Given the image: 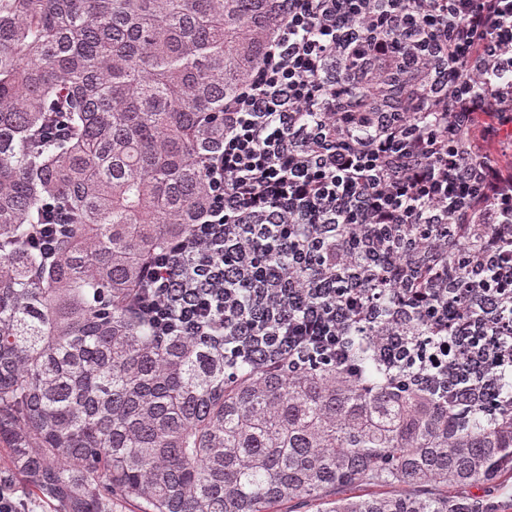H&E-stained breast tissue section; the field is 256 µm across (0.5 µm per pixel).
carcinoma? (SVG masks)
Listing matches in <instances>:
<instances>
[{"label":"carcinoma","instance_id":"cac0c4a2","mask_svg":"<svg viewBox=\"0 0 512 512\" xmlns=\"http://www.w3.org/2000/svg\"><path fill=\"white\" fill-rule=\"evenodd\" d=\"M276 0H0V448L53 512H497L512 372L424 389L358 322L356 367H261L224 336L161 341L131 300L209 210L224 99ZM70 215L58 259L31 225ZM486 225L461 224L476 250Z\"/></svg>","mask_w":512,"mask_h":512}]
</instances>
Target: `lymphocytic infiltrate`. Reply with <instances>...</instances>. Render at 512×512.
Here are the masks:
<instances>
[{
	"instance_id": "f902f5d3",
	"label": "lymphocytic infiltrate",
	"mask_w": 512,
	"mask_h": 512,
	"mask_svg": "<svg viewBox=\"0 0 512 512\" xmlns=\"http://www.w3.org/2000/svg\"><path fill=\"white\" fill-rule=\"evenodd\" d=\"M511 155L512 0H278L259 66L224 100L210 210L148 264L132 310L161 336L225 326L292 371L349 360L356 317L421 385L512 330ZM459 224L486 225L482 250ZM339 241L358 263L324 261ZM191 259L204 278L185 279ZM377 280L390 307L357 294ZM461 293L462 341L416 349L406 326L440 323Z\"/></svg>"
}]
</instances>
